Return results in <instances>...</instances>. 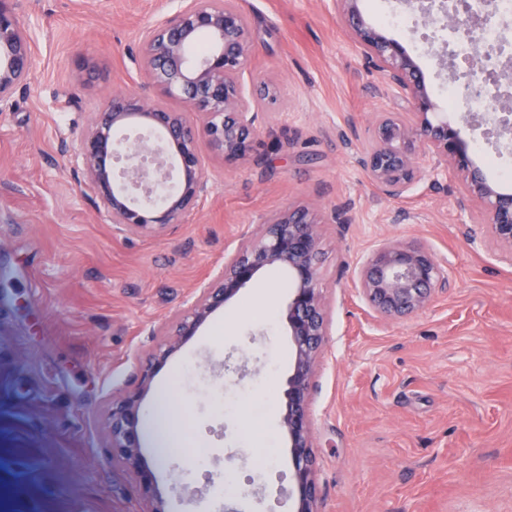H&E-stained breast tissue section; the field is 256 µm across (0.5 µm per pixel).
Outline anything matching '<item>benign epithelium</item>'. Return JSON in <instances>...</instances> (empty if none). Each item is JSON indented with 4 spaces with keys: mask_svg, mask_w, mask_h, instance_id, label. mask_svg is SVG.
Here are the masks:
<instances>
[{
    "mask_svg": "<svg viewBox=\"0 0 512 512\" xmlns=\"http://www.w3.org/2000/svg\"><path fill=\"white\" fill-rule=\"evenodd\" d=\"M358 0H336V11L367 62L386 78L387 90L407 107L385 112L372 130V145L360 163L385 195L400 198L426 176L420 161H434L436 173L451 172L464 186L461 209L477 202L483 223L512 264V193L488 181L471 158V144L455 122L436 112L417 61L397 41L366 22ZM420 18L431 28L426 43L441 67L453 61L450 44L470 40L472 66L498 77L500 58L512 47L503 39L487 46L471 39L494 18L492 2L478 12L449 0H420ZM212 39L205 55L191 58L200 36ZM253 54L244 12L226 0H182V6L147 28L141 38V91L118 93L96 113L83 134L79 157L84 182L99 209L124 234H157L210 192L199 142L206 141L224 165L250 159L261 133V98L246 95L242 82ZM32 37L19 19L15 0H0V103L27 88ZM165 98H178L186 111H172ZM470 125L500 135L512 131V112L472 115ZM320 223L307 206H292L267 218L259 232L242 239L224 268L196 287L149 353L136 385L112 399L107 439L118 462L132 475L149 503L147 512H168L154 467L140 443L143 401L169 358L197 335L208 319L238 297L267 268L288 272L286 322L293 350L286 379L280 432L288 440L293 468L288 481L290 512H319L314 437L308 399L317 359L327 336L319 288ZM358 288L382 318L399 320L425 308L448 287V272L423 246L384 242L362 263Z\"/></svg>",
    "mask_w": 512,
    "mask_h": 512,
    "instance_id": "1",
    "label": "benign epithelium"
}]
</instances>
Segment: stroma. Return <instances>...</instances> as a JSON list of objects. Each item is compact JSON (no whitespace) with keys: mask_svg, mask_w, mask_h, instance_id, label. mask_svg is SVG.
I'll list each match as a JSON object with an SVG mask.
<instances>
[{"mask_svg":"<svg viewBox=\"0 0 512 512\" xmlns=\"http://www.w3.org/2000/svg\"><path fill=\"white\" fill-rule=\"evenodd\" d=\"M254 41L247 91L265 79L253 157L224 167L201 146L210 194L160 235L117 233L77 176L90 118L140 89L142 32L181 0H18L33 37L26 92L0 110V512H146L112 456L113 396L197 285L244 235L295 205L321 217L319 286L328 331L310 398L320 512H512V265L480 208L460 210L451 175L389 198L359 164L380 113L396 110L334 0H232ZM366 21L421 61L443 101L446 74L422 41L386 26L401 0H360ZM430 249L449 283L425 310L389 321L357 287L379 244ZM274 291L271 304L259 289ZM288 274L263 271L156 376L145 408L184 411V446L155 473L170 512L181 489L247 493L245 512H288L291 459L272 469L247 435L274 412L292 360Z\"/></svg>","mask_w":512,"mask_h":512,"instance_id":"1","label":"stroma"}]
</instances>
